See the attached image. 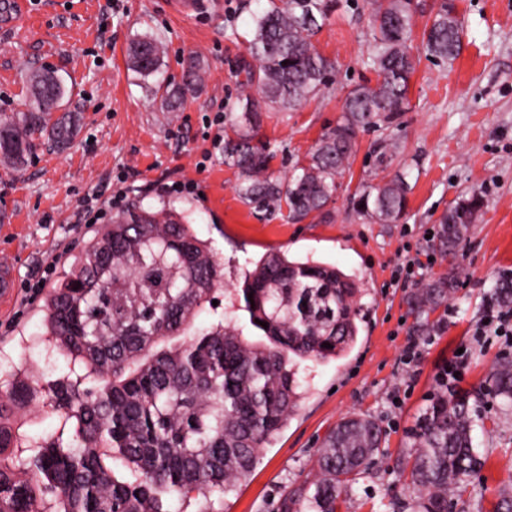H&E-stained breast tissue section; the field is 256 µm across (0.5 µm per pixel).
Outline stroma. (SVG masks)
I'll list each match as a JSON object with an SVG mask.
<instances>
[{
	"label": "stroma",
	"mask_w": 512,
	"mask_h": 512,
	"mask_svg": "<svg viewBox=\"0 0 512 512\" xmlns=\"http://www.w3.org/2000/svg\"><path fill=\"white\" fill-rule=\"evenodd\" d=\"M197 2L185 16L175 0H33L13 30L0 29V112L24 109L28 69H51L65 77L67 107L80 117L68 146L42 137L23 169L0 165V263L12 277L11 293L0 301V373L32 367L46 385L68 376L44 335L43 297L26 300L22 286L50 255L56 269L45 286L57 285L93 236V223L78 219L82 199L109 179L124 195L112 215L137 202L185 212L228 272L280 251L334 264L365 290L355 347L340 359L301 364L299 407L250 477L225 495L171 501L172 512H278L284 492L310 472L325 436L355 413L379 419L384 453L341 496L338 512H414L413 489L393 466L411 450L438 373L462 348L468 368L456 389L469 393L477 414L473 445L483 467L469 478L458 510L494 512L499 490L512 487V411L487 393L505 343H482L473 333L495 284L512 271V0H456L464 28L460 56L448 66L418 54L408 110L359 131L338 191L321 213L296 223L245 206L235 192L237 172L224 163L222 135L241 114L239 85L252 63L254 0ZM144 34L166 48L159 74L148 79L128 61L130 42ZM315 42L336 63L329 86L296 111L260 115L269 170L284 179L335 126L347 91L376 80L365 0H340ZM191 56L204 61L205 81L186 92L177 111H165L159 85L181 83ZM398 174L410 185L402 217L389 224L361 217L362 186ZM179 182L193 184V191H177ZM473 191L486 200L483 212L455 257L439 254L431 238L440 216ZM407 256L422 263L418 280L449 271L458 278L455 295L437 312L439 327L421 337L406 303L410 287L390 284ZM412 337L422 357L410 369L400 353Z\"/></svg>",
	"instance_id": "1"
}]
</instances>
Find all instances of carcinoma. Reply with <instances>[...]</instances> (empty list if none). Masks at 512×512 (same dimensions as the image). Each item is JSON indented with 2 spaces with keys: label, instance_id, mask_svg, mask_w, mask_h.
Here are the masks:
<instances>
[{
  "label": "carcinoma",
  "instance_id": "cac0c4a2",
  "mask_svg": "<svg viewBox=\"0 0 512 512\" xmlns=\"http://www.w3.org/2000/svg\"><path fill=\"white\" fill-rule=\"evenodd\" d=\"M336 6L337 0H267L252 14L248 50L256 66L242 83L245 123L232 125L224 164L238 173L240 201L257 211L272 214L285 205L291 221L321 211L356 150L359 130L409 105L414 0H368L376 83L348 91L336 126L288 179L268 173L269 154L254 144L259 113L270 106L293 112L329 85L336 65L314 38ZM462 35L455 0H442L421 50L450 64L460 54ZM163 52L159 38L138 36L128 58L139 75L150 77L159 72ZM203 79L200 61L190 60L185 83L164 87L162 105L175 111ZM67 94L58 73L30 72L26 110L0 114L1 163L21 167L36 136L60 148L70 142L79 116L65 109ZM407 194L402 175L367 185L357 199L359 212L392 223L405 212ZM483 207L476 192L448 206L437 236L443 253H456ZM121 220L89 240L43 305L45 335L68 364L102 382L85 395L56 384L55 410L76 422L71 441L41 438L34 453L22 457L19 412L36 400L38 382L18 371L0 390V512H40L47 494L53 512H73L78 502L96 512H171L164 503L173 495L226 494L251 475L297 408L299 363L330 360L358 336L362 304L352 279L334 265L269 252L229 296L260 339L219 322L159 350L158 344L187 335L204 304L224 292L223 268L209 244L170 208L135 205ZM456 288V276L448 274L410 294L420 328L435 327L430 315ZM491 381L502 408H512V361L498 363ZM473 424L469 395L462 392L439 398L425 413L411 453L397 463L417 491L415 512L457 506L467 477L482 465L472 446ZM381 447L382 430L373 418L339 422L317 449L313 479L299 493L308 512H336L339 498ZM109 456L135 480L117 479L104 463Z\"/></svg>",
  "mask_w": 512,
  "mask_h": 512
}]
</instances>
